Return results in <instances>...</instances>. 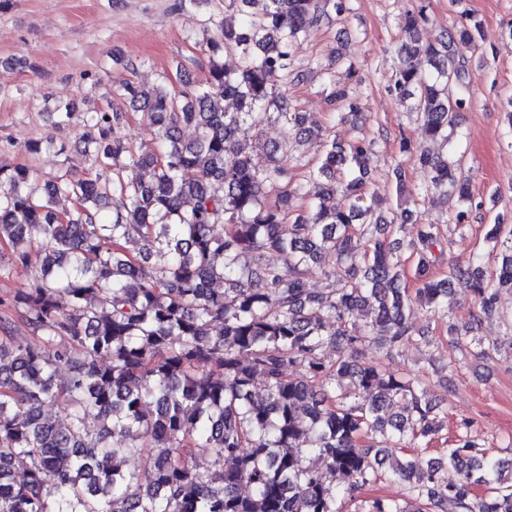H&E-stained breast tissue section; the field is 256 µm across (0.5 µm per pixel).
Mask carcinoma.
I'll use <instances>...</instances> for the list:
<instances>
[{
    "instance_id": "1",
    "label": "carcinoma",
    "mask_w": 512,
    "mask_h": 512,
    "mask_svg": "<svg viewBox=\"0 0 512 512\" xmlns=\"http://www.w3.org/2000/svg\"><path fill=\"white\" fill-rule=\"evenodd\" d=\"M316 2L230 0L241 26L207 42L208 76L178 99L162 84L149 94L122 81L123 98L157 128L153 147L130 150L116 136L125 115L110 105L85 113V148L112 180L65 171L41 183L26 167L0 166V230L13 247L0 274L26 275L0 305L22 311L32 332L16 336L11 315L0 317V512H344L382 478L405 482L407 499H376L368 512H441L447 502L455 512H512V457L464 433L440 457L408 453L444 427L443 401L386 369L419 341L407 321L412 300L446 315L448 295L463 288L479 322L497 289L478 253L433 275L437 225H421L406 245L396 238L419 201L404 200L388 220L365 191L375 141H336L278 91L300 78L293 57L306 26L347 9L336 0L320 12ZM423 20V10L406 11L412 37L390 90L421 115L424 138L448 144L471 83L459 49L476 45L479 25L461 21L424 43ZM225 53L237 69L217 60ZM323 92L341 118L358 115L355 92L327 81ZM228 99L236 111L224 110ZM269 121L319 141L307 175L314 193L288 178L294 158L281 146L271 145L264 170L241 147L242 130ZM191 124L197 137L185 142ZM399 151L428 171L423 196L470 199L456 162L407 138ZM60 197L73 213L56 209ZM32 227L42 234L36 246ZM486 237L499 247L498 284L512 288V225L493 224ZM406 251L416 257L413 295ZM269 253L281 263H265ZM315 268L327 280L318 293L306 288ZM447 333L461 353L448 361L449 395L461 360L512 352V335L466 336L452 323ZM329 344L334 360L323 354ZM372 344L384 359L362 361ZM60 401L63 422L46 412ZM90 415L101 421L95 433ZM144 436L155 442L154 464L125 468L114 449L135 455Z\"/></svg>"
}]
</instances>
